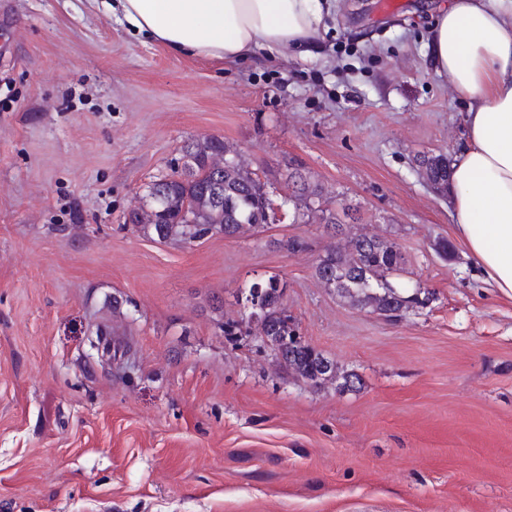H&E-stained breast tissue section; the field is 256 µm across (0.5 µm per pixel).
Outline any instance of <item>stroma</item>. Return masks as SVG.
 Returning <instances> with one entry per match:
<instances>
[{"instance_id":"35a3bbf8","label":"stroma","mask_w":512,"mask_h":512,"mask_svg":"<svg viewBox=\"0 0 512 512\" xmlns=\"http://www.w3.org/2000/svg\"><path fill=\"white\" fill-rule=\"evenodd\" d=\"M439 2L338 0L315 56L247 63L168 54L103 0H0V512H512V299L421 164L464 138L422 50ZM202 135L273 182L301 163L431 300L398 320L341 300L319 224L186 246L126 224ZM270 275L357 390L225 337Z\"/></svg>"}]
</instances>
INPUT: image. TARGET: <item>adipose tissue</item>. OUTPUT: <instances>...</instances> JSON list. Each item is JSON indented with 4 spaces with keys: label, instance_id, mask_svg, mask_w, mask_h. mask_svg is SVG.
<instances>
[{
    "label": "adipose tissue",
    "instance_id": "adipose-tissue-1",
    "mask_svg": "<svg viewBox=\"0 0 512 512\" xmlns=\"http://www.w3.org/2000/svg\"><path fill=\"white\" fill-rule=\"evenodd\" d=\"M135 33L169 53L243 60L256 50L314 55L329 0H119ZM468 103L467 140L450 169L457 239L485 281L512 298V0H449L424 44Z\"/></svg>",
    "mask_w": 512,
    "mask_h": 512
}]
</instances>
